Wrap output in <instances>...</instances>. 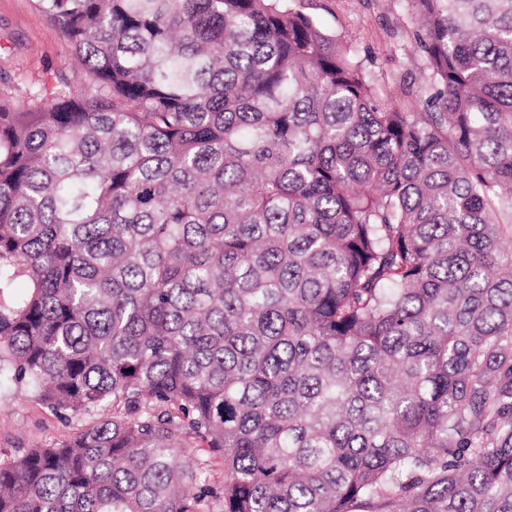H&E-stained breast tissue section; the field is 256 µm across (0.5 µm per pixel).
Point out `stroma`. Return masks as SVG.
Returning <instances> with one entry per match:
<instances>
[{"instance_id": "35a3bbf8", "label": "stroma", "mask_w": 512, "mask_h": 512, "mask_svg": "<svg viewBox=\"0 0 512 512\" xmlns=\"http://www.w3.org/2000/svg\"><path fill=\"white\" fill-rule=\"evenodd\" d=\"M313 15L355 47L373 69L401 72L407 88H417L422 73L407 62L405 30L410 14L403 0H310ZM77 62L58 27L35 0H0V94L15 108L26 104L29 85L54 88L59 74H71ZM78 421L56 418L20 387L0 389V450L13 452L65 439Z\"/></svg>"}]
</instances>
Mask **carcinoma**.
Wrapping results in <instances>:
<instances>
[{
	"label": "carcinoma",
	"instance_id": "cac0c4a2",
	"mask_svg": "<svg viewBox=\"0 0 512 512\" xmlns=\"http://www.w3.org/2000/svg\"><path fill=\"white\" fill-rule=\"evenodd\" d=\"M407 3L400 96L301 0H36L0 381L89 422L0 512H512V0Z\"/></svg>",
	"mask_w": 512,
	"mask_h": 512
}]
</instances>
